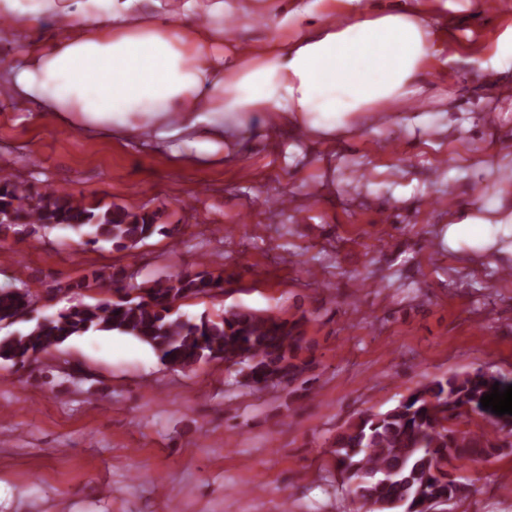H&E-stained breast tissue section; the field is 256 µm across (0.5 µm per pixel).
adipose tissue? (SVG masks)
Listing matches in <instances>:
<instances>
[{
    "instance_id": "obj_1",
    "label": "adipose tissue",
    "mask_w": 512,
    "mask_h": 512,
    "mask_svg": "<svg viewBox=\"0 0 512 512\" xmlns=\"http://www.w3.org/2000/svg\"><path fill=\"white\" fill-rule=\"evenodd\" d=\"M37 0L49 34L0 64V87L67 130L130 141L177 139L212 154L244 137L285 130L335 138L381 106L416 93L443 38L422 0L396 10L372 0L339 25L354 0H314L280 20L281 39L225 49L200 14H236L263 0Z\"/></svg>"
}]
</instances>
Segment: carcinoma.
I'll list each match as a JSON object with an SVG mask.
<instances>
[{"mask_svg":"<svg viewBox=\"0 0 512 512\" xmlns=\"http://www.w3.org/2000/svg\"><path fill=\"white\" fill-rule=\"evenodd\" d=\"M20 219L45 229L82 231L85 246L106 241L128 251L166 228L160 210L90 202L63 187L33 191L8 165H0V226ZM133 278L104 268L92 271L71 288L107 290L118 299L78 303L24 333L0 337V359L23 365L73 336L118 332L150 345L165 365L215 359L244 364V385L253 390L290 386L303 374L301 354L309 348L305 315L282 318L236 308L215 319H189L174 311L175 304L224 293L223 274L166 275L139 286L129 283ZM133 288L140 295L130 299L127 291ZM32 305L26 288L0 290V322L14 323ZM492 386L493 379L482 372L451 375L429 382L390 410L348 421L334 444L341 486L361 500L365 512H430L467 497L466 463L512 447L498 437L505 426L496 419H486L478 431L452 427L462 415L482 410L480 399Z\"/></svg>","mask_w":512,"mask_h":512,"instance_id":"carcinoma-1","label":"carcinoma"}]
</instances>
